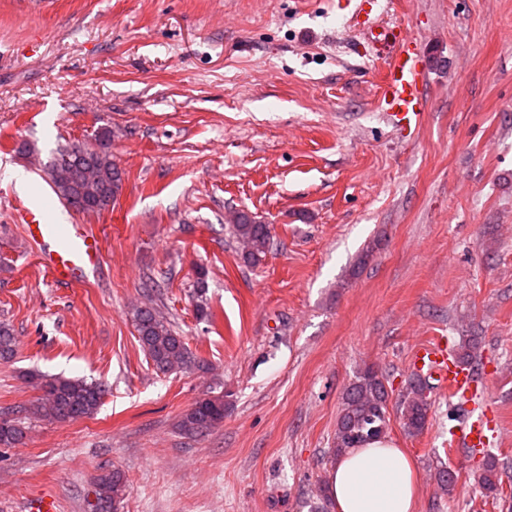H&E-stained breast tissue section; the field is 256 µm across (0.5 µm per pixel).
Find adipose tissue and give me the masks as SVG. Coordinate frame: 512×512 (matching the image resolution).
<instances>
[{"instance_id":"adipose-tissue-1","label":"adipose tissue","mask_w":512,"mask_h":512,"mask_svg":"<svg viewBox=\"0 0 512 512\" xmlns=\"http://www.w3.org/2000/svg\"><path fill=\"white\" fill-rule=\"evenodd\" d=\"M418 481L411 459L384 439L347 449L327 473L336 512H415Z\"/></svg>"}]
</instances>
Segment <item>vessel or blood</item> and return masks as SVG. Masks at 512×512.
<instances>
[{
	"label": "vessel or blood",
	"mask_w": 512,
	"mask_h": 512,
	"mask_svg": "<svg viewBox=\"0 0 512 512\" xmlns=\"http://www.w3.org/2000/svg\"><path fill=\"white\" fill-rule=\"evenodd\" d=\"M370 36L375 48L384 55L380 89L387 122L403 131L419 128L425 115L426 71L416 42L398 25H373ZM25 213V233L41 265L55 281L79 283L97 275L100 242L91 227L44 221L41 208L35 203ZM411 366L431 378L439 391L453 397L474 395L478 388L471 368L449 354L448 344L441 337L420 343L412 354ZM499 427V422L491 419L486 410L474 409L461 418L453 442L463 448H484L489 444L490 432Z\"/></svg>",
	"instance_id": "obj_1"
}]
</instances>
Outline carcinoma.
<instances>
[{"label":"carcinoma","mask_w":512,"mask_h":512,"mask_svg":"<svg viewBox=\"0 0 512 512\" xmlns=\"http://www.w3.org/2000/svg\"><path fill=\"white\" fill-rule=\"evenodd\" d=\"M112 129L102 128L95 134L96 151L85 156L70 153L71 144L60 146L44 165L45 179L56 195L71 209L99 214L119 196L124 171L112 160ZM230 232L241 245L242 258L256 264L271 245L269 225L252 214L239 210L230 218ZM138 342L154 370L166 374L199 365L185 338L156 309L145 304L133 311ZM18 342L11 325L0 321V361L12 359ZM479 337H467L456 352L466 364L478 358ZM44 397L36 414L59 422L93 415L105 394L100 383L62 377L42 382ZM429 381L418 374L408 378L397 413L401 428L409 435L422 433L431 408ZM389 393L382 374L372 368L358 370L343 393L334 433L333 453L386 437L390 419L387 415ZM224 421V396L206 395L197 399L178 420L179 430L189 436L202 435ZM26 437L22 418L10 413L0 415V447L12 448ZM479 483L488 496L500 495L501 475L495 459H488L479 474ZM127 491V477L118 467L105 469L96 477L95 512H116Z\"/></svg>","instance_id":"obj_1"}]
</instances>
